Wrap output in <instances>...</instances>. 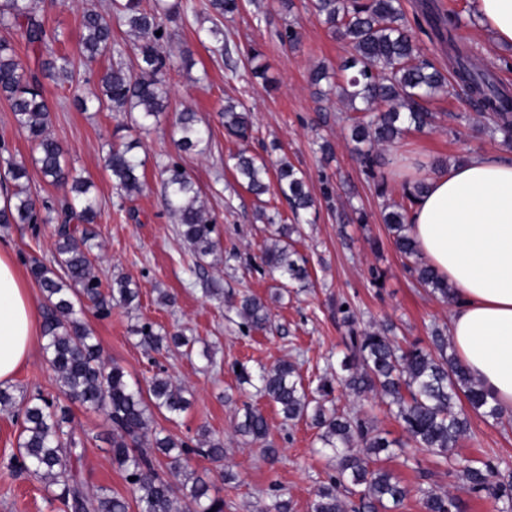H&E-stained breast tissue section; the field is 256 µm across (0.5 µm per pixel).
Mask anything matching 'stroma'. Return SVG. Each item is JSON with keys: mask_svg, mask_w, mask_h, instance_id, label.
<instances>
[{"mask_svg": "<svg viewBox=\"0 0 512 512\" xmlns=\"http://www.w3.org/2000/svg\"><path fill=\"white\" fill-rule=\"evenodd\" d=\"M310 3L241 0L239 11L224 20L225 38L238 47L227 59L213 54L208 43L200 40L197 31L206 26L205 17L168 21V50L189 52L193 64L169 72L167 110L157 125L138 134L144 186L133 196L117 190L105 169L108 150L129 139L127 115L105 109L81 112L73 105L75 96L95 90L109 65L105 59L92 63L80 59L82 11L92 6L111 15L112 0H43L41 7L46 28L59 35L53 52L75 59L73 82L45 84L51 108L49 133L66 150L68 166L94 183L92 194L99 210L91 226L97 256L94 272L104 281L121 273L130 275L139 290L131 306L113 307L106 316L88 307L80 319L100 345L103 359L120 364L141 386H148L162 371L185 389L190 407L171 420L154 414L152 429L187 442L203 428L223 438L222 461L194 455L189 465L219 489L224 512H267L279 489L291 500L293 512H310L315 489L333 473L320 450L316 429L303 420L285 423L274 405L253 388L239 385L235 365L250 362L270 367L293 360L305 382L317 383L343 349L346 328L339 308L344 303L354 310L360 327L389 321L403 345L429 347L432 328L449 325L448 307L405 270L382 211L400 200L404 175L429 176L435 159H445L452 166L473 153L501 147L500 142L477 133V113L465 96H439L429 105L436 114L434 128L409 130L395 143L384 145L380 178H368L341 120L345 105L318 99L308 82L314 65L324 62L335 67L348 54L347 45L314 20ZM402 5L417 44L438 69L448 68V45L432 34L425 21L429 5L459 12L462 42L499 81L512 86V48L500 47L482 25L471 24L473 0H402ZM288 22L299 25L301 43L294 49L276 36ZM251 47L262 54L265 78L248 85L227 80L228 68H247L244 53ZM230 99L243 102L251 112L248 141L224 129L222 112ZM187 109L210 132L203 152L186 154L176 145L177 121ZM324 139L332 146L331 155L319 149ZM243 149L264 156L271 166L288 158L303 172L316 200L312 223L295 224L292 235L296 251L308 261L310 281L305 286L289 284L278 300L272 297L275 280L256 262L270 236L258 215L277 214L288 224L292 214L277 192L259 199L241 184L230 157ZM172 162L191 173L217 225L220 247L201 266L164 204L161 170ZM327 185L334 190L329 200L322 196ZM358 209L367 213L366 223L352 221ZM0 250L9 251L20 272L28 273L31 258L51 263L54 227L0 226ZM245 294L266 301L271 314L267 331H242L235 313L228 311L225 297ZM145 322L161 332H183L195 344L190 349L148 350L132 333L134 326ZM42 343V337H35L30 356L9 384L13 406L0 407V512H63L54 498L56 486L14 466L25 399L39 392L63 395ZM205 349L210 350V359L201 358ZM247 402L266 416L268 440L279 450L276 460L267 459L260 444L236 434L237 415ZM336 406L367 419L388 439L405 437L401 424L377 398L340 393ZM69 408L67 430L76 443L69 462L71 475L88 494L110 490L126 500L128 512H138L137 491L112 462L108 416L76 402ZM471 430V437L456 448V456L489 457L502 474L512 473V425H495L475 415ZM384 465L412 489L458 486L445 463L418 448H406ZM228 471L233 480H225Z\"/></svg>", "mask_w": 512, "mask_h": 512, "instance_id": "35a3bbf8", "label": "stroma"}]
</instances>
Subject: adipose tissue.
<instances>
[{"mask_svg":"<svg viewBox=\"0 0 512 512\" xmlns=\"http://www.w3.org/2000/svg\"><path fill=\"white\" fill-rule=\"evenodd\" d=\"M500 45H512V0H476ZM409 232L458 296L450 339L461 363L512 411V159L485 151L426 178ZM39 314L14 260L0 251V382L28 358Z\"/></svg>","mask_w":512,"mask_h":512,"instance_id":"obj_1","label":"adipose tissue"}]
</instances>
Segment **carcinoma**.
Segmentation results:
<instances>
[{
	"instance_id": "carcinoma-1",
	"label": "carcinoma",
	"mask_w": 512,
	"mask_h": 512,
	"mask_svg": "<svg viewBox=\"0 0 512 512\" xmlns=\"http://www.w3.org/2000/svg\"><path fill=\"white\" fill-rule=\"evenodd\" d=\"M40 0H0V24L19 32L27 48L36 50L58 40L40 15ZM240 0H112L110 18L87 7L81 15L80 55L87 62L111 57L113 62L99 78L97 90L76 99L81 110L92 104L113 112H135V124L144 127L167 109L166 76L176 64V56L164 49L168 41L166 21L189 14L208 15L212 26L204 30L213 52L228 55L230 43L224 39L223 20L237 13ZM311 14L330 33L351 48L338 68L320 63L310 72L314 85L326 83L331 94L347 103L354 115L351 140L359 163L370 174L379 166L376 146L394 141L410 128L422 129L433 123L427 103L439 94L448 96L464 91L480 117L479 128L491 139L512 143V91L497 84L490 74L478 68L470 50L459 45L456 31L462 20L456 13L430 11L426 22L432 33L448 42L450 75L443 74L425 58L413 39L401 0H311ZM125 26L134 37L135 68L125 66L126 47L114 35V26ZM161 35H156V32ZM261 53L248 52L250 68L245 73L232 70V76L245 82L264 76L258 63ZM74 62L68 55L50 54L35 70L21 63L15 46L0 39V96L11 107L18 129L34 145L32 162L43 178L53 186L68 189L66 209L52 215L53 208L37 207L28 188V168L23 160L5 158L9 152L0 142V161L8 167L13 189L0 199V224H39L56 222L54 265L33 258L29 271L44 295L42 307L43 351L57 373L63 393L73 401L105 411L112 421V461L130 485L139 492L140 512H224V498L204 479L186 472L191 455L213 461L224 458V441L207 431L188 443L170 435L152 434L150 447L169 460V468L182 476L178 489L155 468L153 459L140 450L142 438L149 434L151 409L177 417L187 410L184 390L157 373L144 390L128 379L117 364L105 362L100 346L77 316L75 303L90 304L108 315L114 305H128L137 297L133 280L120 274L104 289L93 273L91 253L94 235H81L70 228L71 220L92 224L98 215L96 199L91 195L89 179L74 173L67 165L65 151L50 136V105L45 81L72 78ZM224 129L240 139L249 138L252 129L249 111L242 102L224 104ZM178 145L184 152L200 147L207 139L193 112L185 110L178 122ZM132 139L110 151L106 168L117 190L132 196L142 190L145 165L134 149ZM233 168L249 192L259 197L270 189L269 174H275L279 194L289 205L294 218L315 206L303 174L287 160L274 168L254 155L241 151L230 156ZM162 174L166 208L180 226V235L198 260L214 254L218 242L213 237L215 224L199 204V188L184 167L174 162ZM425 183L403 188L401 201L389 205L384 223L396 251L410 261L407 270L422 286L428 287L450 306L457 302L448 284L421 257L408 231L405 202H413L423 193ZM295 227L282 224L264 245L259 256L262 266L287 281L308 284L307 260L299 255L291 239ZM240 326L247 331L263 332L270 324V310L259 298L243 296L231 302ZM347 354L334 374L319 378L316 387L304 384L294 361L282 360L275 366L253 368L240 364L236 372L242 384L254 387L262 397L278 408L284 422L309 420L318 429L322 448L332 454L336 474L317 487L310 512H397L411 495L390 471L377 466L381 457L394 455L403 447L390 440L368 421L340 413L335 392L340 388L357 397L372 394L381 399L402 423L406 442L422 448L455 468L462 486L470 493H486L495 512H512V480L500 479L497 466L490 461L458 459L453 449L470 436L471 424L462 401L487 420L511 423L493 398L472 378L456 355L448 352V334L432 330L428 349L402 348L383 324L375 330L359 328L353 312L344 310ZM147 349L159 351L169 345H190L182 334L160 333L145 322L132 329ZM69 409L55 398L37 395L25 403L23 427L19 437L20 455L16 466L21 471L51 481L66 512H127L128 505L118 495H88L70 475L67 448L75 445L66 424ZM235 432L252 442H264L269 425L262 410L244 405L235 424ZM423 512H460L459 498L451 492L417 488Z\"/></svg>"
}]
</instances>
